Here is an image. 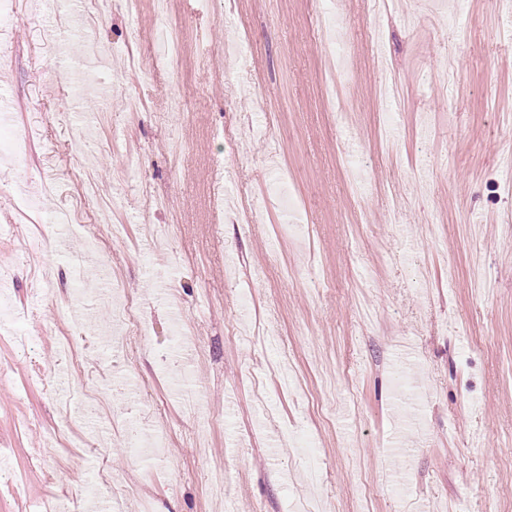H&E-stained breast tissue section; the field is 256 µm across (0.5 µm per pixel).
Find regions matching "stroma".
<instances>
[{
  "mask_svg": "<svg viewBox=\"0 0 512 512\" xmlns=\"http://www.w3.org/2000/svg\"><path fill=\"white\" fill-rule=\"evenodd\" d=\"M19 0L0 35V110L23 137L0 163V512H512V14L503 0H172L183 67L155 62L160 20L86 0ZM379 31L384 69L363 37ZM251 42L250 63L224 51ZM371 188L350 189L346 151ZM163 205L145 212L146 198ZM251 208L252 229L234 221ZM48 229L62 249L33 256ZM109 279L73 282L84 225ZM426 266L430 285L413 270ZM261 268L262 278L251 275ZM148 335L98 338L111 286ZM174 291L198 354L175 347ZM251 306L239 307L242 289ZM85 330L62 353V336ZM189 368L186 411L171 374ZM152 414L162 458L115 427ZM311 437L310 485L289 435ZM224 474V506L207 490ZM98 495L84 500V485Z\"/></svg>",
  "mask_w": 512,
  "mask_h": 512,
  "instance_id": "35a3bbf8",
  "label": "stroma"
}]
</instances>
